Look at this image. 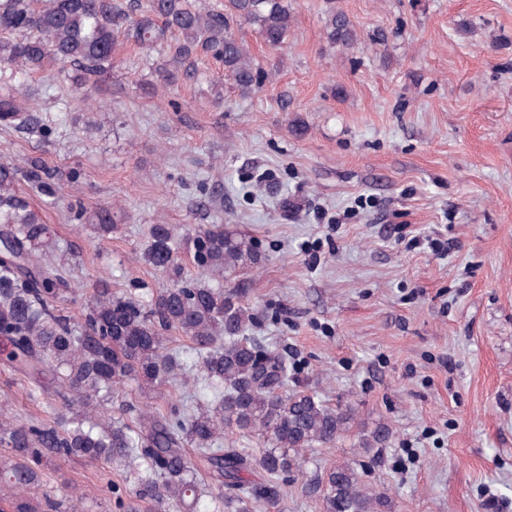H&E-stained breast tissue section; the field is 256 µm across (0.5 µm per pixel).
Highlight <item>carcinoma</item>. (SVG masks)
Returning <instances> with one entry per match:
<instances>
[{"label": "carcinoma", "instance_id": "cac0c4a2", "mask_svg": "<svg viewBox=\"0 0 512 512\" xmlns=\"http://www.w3.org/2000/svg\"><path fill=\"white\" fill-rule=\"evenodd\" d=\"M244 20L263 43L283 47L295 24L284 0H224V10L207 0H146L130 14L115 0H0V80L71 66L96 78L112 70L121 46L152 50L176 37L161 72L174 86L188 76L186 63L202 51L222 64L224 77L243 95L260 85L259 65L249 45L232 32ZM326 38L344 47L357 32L342 12L329 16ZM0 127L22 133L46 129L38 110L10 95L0 97ZM26 179L43 192L52 175L35 158L0 162V361L22 375L51 376L53 390L30 388L46 402L49 418L19 423L0 419V482L20 493L39 485L47 455L57 460L88 457L108 464H134L148 493L188 512H260L283 496L282 476L301 466L299 453L339 439L350 414L311 393L288 392V360L249 335L253 313L224 292V277L258 263L252 241L222 224L179 234L152 228L146 257L170 284L148 302L104 288L84 320L63 314L59 303L73 293L70 269L45 256L55 250L54 232L30 197L18 188ZM95 233L112 232L114 210L84 212ZM190 245L196 274L184 276L182 243ZM185 338L195 354L182 366L165 346L163 333ZM197 372L205 401L182 410H150L128 423L112 416L117 385L140 389L174 383ZM258 436L268 446L260 457L245 448L224 447V430ZM206 462L212 484L199 480L185 446ZM323 512H385L388 497L372 494L356 470L340 464L327 474ZM231 490L226 494L223 489Z\"/></svg>", "mask_w": 512, "mask_h": 512}]
</instances>
